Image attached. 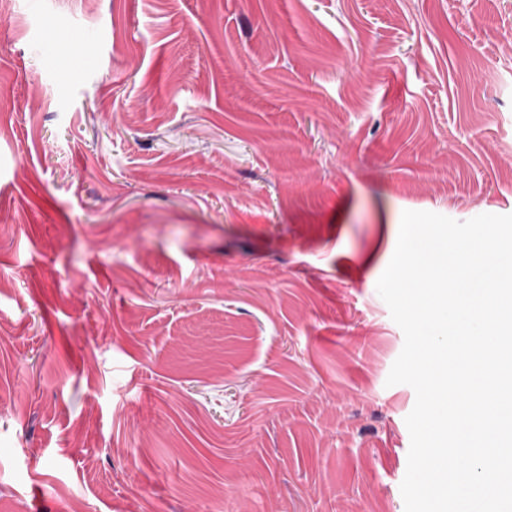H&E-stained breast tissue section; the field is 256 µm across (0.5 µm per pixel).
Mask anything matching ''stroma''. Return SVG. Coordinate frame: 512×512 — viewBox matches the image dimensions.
<instances>
[{"label":"stroma","instance_id":"1","mask_svg":"<svg viewBox=\"0 0 512 512\" xmlns=\"http://www.w3.org/2000/svg\"><path fill=\"white\" fill-rule=\"evenodd\" d=\"M406 210L512 213V0H0V512H405Z\"/></svg>","mask_w":512,"mask_h":512}]
</instances>
